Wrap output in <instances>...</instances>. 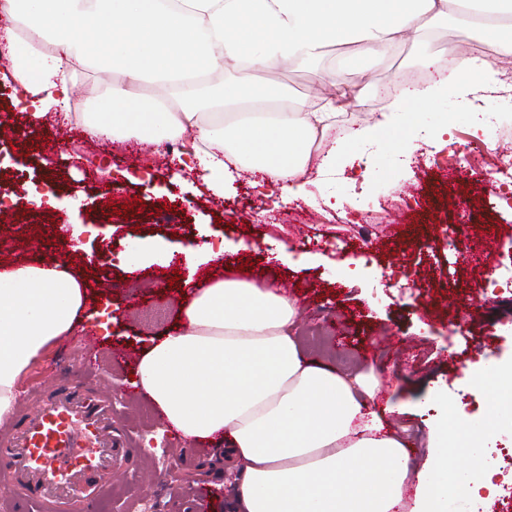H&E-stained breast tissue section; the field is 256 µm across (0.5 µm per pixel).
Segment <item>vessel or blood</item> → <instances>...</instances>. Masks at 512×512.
Segmentation results:
<instances>
[{
	"mask_svg": "<svg viewBox=\"0 0 512 512\" xmlns=\"http://www.w3.org/2000/svg\"><path fill=\"white\" fill-rule=\"evenodd\" d=\"M112 396L85 378L54 379L0 433V499L40 512H93L129 458Z\"/></svg>",
	"mask_w": 512,
	"mask_h": 512,
	"instance_id": "vessel-or-blood-1",
	"label": "vessel or blood"
}]
</instances>
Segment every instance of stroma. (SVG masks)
Returning a JSON list of instances; mask_svg holds the SVG:
<instances>
[{
    "mask_svg": "<svg viewBox=\"0 0 512 512\" xmlns=\"http://www.w3.org/2000/svg\"><path fill=\"white\" fill-rule=\"evenodd\" d=\"M465 40L457 18L429 35L409 33L394 56L352 75L362 103L342 114L340 124L372 125L388 106L380 89L399 85L411 72L427 83L430 64ZM334 56L328 50L306 62L286 58L272 74L292 99L310 104L317 100L315 72L332 67ZM494 66L508 76L491 94L495 109H480L462 123L455 101L433 105L432 145L412 160L380 137L339 159L329 175L318 174L319 156L310 157L308 204L258 193L256 173L231 158L225 164L234 180L218 195L201 177L177 169L165 148L134 138L108 146L86 137L81 123L63 126L49 115L31 123L16 102L14 82L0 77V191L10 197L7 221L0 223V264L58 256L96 291L88 313L104 303L112 317L108 329L53 345L20 389L21 405H29L47 377L81 370L85 347L93 345L90 376L112 393L131 433L135 469L101 495L96 512H142L145 499L156 512H184L176 490L153 479L173 463L183 487L205 488L203 512H230L242 469L238 461L211 455L208 445L189 451L188 440L132 387L142 349L179 322L185 299L169 281L187 269L178 254L128 270L122 255L136 239L223 245L222 258L198 268L199 281L274 282L300 311L294 334L309 357L339 372L348 365L373 371L378 406L400 408L383 419L405 440L411 466L426 458L428 417L419 404L428 395L464 404L474 422L485 419V398L464 371L487 359L512 360V294L471 300L486 269L512 267V190L489 188L485 172L491 153L512 154V127L498 112L512 104V59ZM464 147L471 166L460 173L446 158ZM32 183L53 203H26ZM164 208L172 223L157 218ZM76 224L86 227L77 238ZM460 226L466 229L457 239L461 263L448 249L449 232ZM277 248L287 251V263L271 260ZM348 268L354 279H346ZM156 308L165 318L145 322Z\"/></svg>",
    "mask_w": 512,
    "mask_h": 512,
    "instance_id": "1",
    "label": "stroma"
}]
</instances>
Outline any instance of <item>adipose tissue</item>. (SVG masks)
<instances>
[{"instance_id":"obj_1","label":"adipose tissue","mask_w":512,"mask_h":512,"mask_svg":"<svg viewBox=\"0 0 512 512\" xmlns=\"http://www.w3.org/2000/svg\"><path fill=\"white\" fill-rule=\"evenodd\" d=\"M455 0H0L18 19L5 47L15 81L31 98L30 119L67 105L84 67L120 71L97 86L83 130L92 139L136 137L149 143L189 139L185 166L214 190L224 187V156L294 194V183L317 137L336 127L338 107L288 106V96L257 84L226 88L222 98L275 102L271 112H207L197 77L222 66L267 69L279 59L318 57L327 46L349 51L339 66L318 72L320 84H346L354 64L369 67L394 55L408 32L431 30L449 17ZM483 22L471 41L512 56V34L493 14L512 17V0H470ZM494 72L479 54L455 58L449 76L402 90L377 123L393 138L420 122L415 106L466 101ZM175 89L177 111L133 85ZM186 302L181 326L153 340L134 370V386L184 438L222 446L244 460L237 512H448L451 501L495 492L481 468L483 437L511 415L499 387L484 371L467 381L489 398L481 431L469 427L463 404L427 401L428 459L410 466L406 443L387 431L373 406L375 387L362 373H340L307 359L292 334L297 306L274 283L193 278L180 285ZM88 302L87 285L58 260L0 268V421L16 409L30 368L60 337L76 332ZM460 437L471 466L450 472L448 434ZM414 485L411 510L403 493Z\"/></svg>"}]
</instances>
